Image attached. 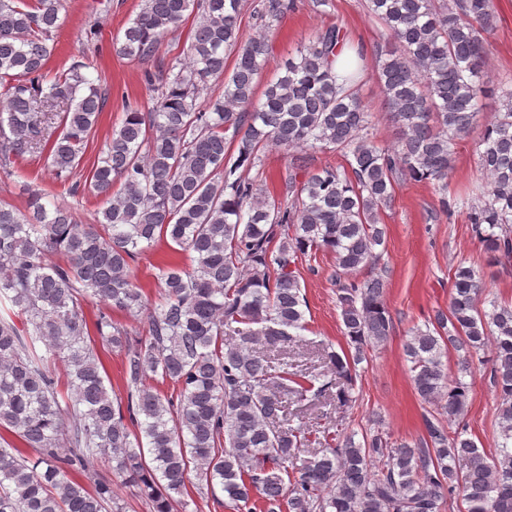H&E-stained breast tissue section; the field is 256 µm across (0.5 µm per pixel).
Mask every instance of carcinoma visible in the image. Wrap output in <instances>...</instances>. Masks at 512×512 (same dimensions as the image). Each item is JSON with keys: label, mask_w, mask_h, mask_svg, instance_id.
<instances>
[{"label": "carcinoma", "mask_w": 512, "mask_h": 512, "mask_svg": "<svg viewBox=\"0 0 512 512\" xmlns=\"http://www.w3.org/2000/svg\"><path fill=\"white\" fill-rule=\"evenodd\" d=\"M242 2L143 0L113 38L118 54L146 60L197 15L184 57L145 75L155 107H128L92 168L89 188L107 203L97 223H76L41 193L24 210L0 200V432L14 437L0 435V512H122L114 475L149 512L218 490L231 512H252L256 495L260 512H442L452 497L464 512H512V303L479 309L486 285L470 266L455 269L448 311L405 344L414 389L434 406L418 440L394 444L379 430L359 442L314 438L292 410L351 402L353 369L391 335L384 276H349L379 261L397 182L433 184L447 215L462 204L484 252L512 265V89L478 126L494 0H369L384 28L373 76L397 128L391 146L368 138L372 113L336 70L346 42L338 27L312 37L256 97L269 44L240 32ZM62 7L0 0V173H14L15 157L44 154L73 193L67 181L106 91L79 65L48 76ZM293 8L263 0L260 18L270 27ZM212 80L224 94L203 101ZM475 131L486 185L473 202L448 196V178L455 142ZM318 146L346 166L307 170L305 151ZM269 147L291 153L288 200L238 174ZM161 240L191 267H159L151 306L132 263ZM319 252L335 257L330 278L353 352L318 350L325 369L315 372L285 358L305 330L298 266ZM89 299L105 306L92 325ZM113 309L144 317L142 330L112 320ZM100 344L124 356L122 396L106 386ZM489 344L491 455L440 419L464 415L470 389L459 378L447 385L443 359L457 354L467 375ZM57 361L68 368L64 386Z\"/></svg>", "instance_id": "obj_1"}]
</instances>
